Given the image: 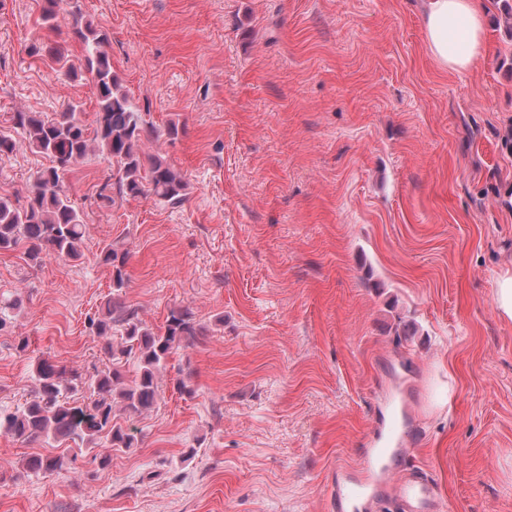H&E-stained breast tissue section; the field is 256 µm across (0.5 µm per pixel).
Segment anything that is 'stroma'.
<instances>
[{
	"instance_id": "obj_1",
	"label": "stroma",
	"mask_w": 512,
	"mask_h": 512,
	"mask_svg": "<svg viewBox=\"0 0 512 512\" xmlns=\"http://www.w3.org/2000/svg\"><path fill=\"white\" fill-rule=\"evenodd\" d=\"M82 8L187 199L103 202L111 160L75 167L81 258L0 253V300H23L0 332V409L34 398L39 358L111 368L122 327L88 328L112 291L106 247L130 252L121 300L140 319L159 329L186 307L206 334L164 362L152 411L117 412L138 442L108 464L0 433V512H326L332 471L359 469L392 412L449 512H512V320L495 303L512 273V0H487L465 72L431 58L425 0ZM36 16V0H0V129L72 102L92 123L93 84L28 56ZM48 163L0 160V194ZM32 455L66 465L29 475Z\"/></svg>"
}]
</instances>
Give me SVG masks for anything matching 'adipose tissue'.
<instances>
[{"mask_svg":"<svg viewBox=\"0 0 512 512\" xmlns=\"http://www.w3.org/2000/svg\"><path fill=\"white\" fill-rule=\"evenodd\" d=\"M486 8L482 0H428L424 15L426 44L444 70L475 68L483 59Z\"/></svg>","mask_w":512,"mask_h":512,"instance_id":"1","label":"adipose tissue"}]
</instances>
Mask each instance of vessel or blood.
I'll use <instances>...</instances> for the list:
<instances>
[{"mask_svg":"<svg viewBox=\"0 0 512 512\" xmlns=\"http://www.w3.org/2000/svg\"><path fill=\"white\" fill-rule=\"evenodd\" d=\"M395 423H388L373 448L365 452L367 478L343 472L333 474L328 490V512H365L370 500L390 502L395 512H446L447 502L424 470L410 467L393 470L387 465L395 451L390 442Z\"/></svg>","mask_w":512,"mask_h":512,"instance_id":"obj_1","label":"vessel or blood"}]
</instances>
